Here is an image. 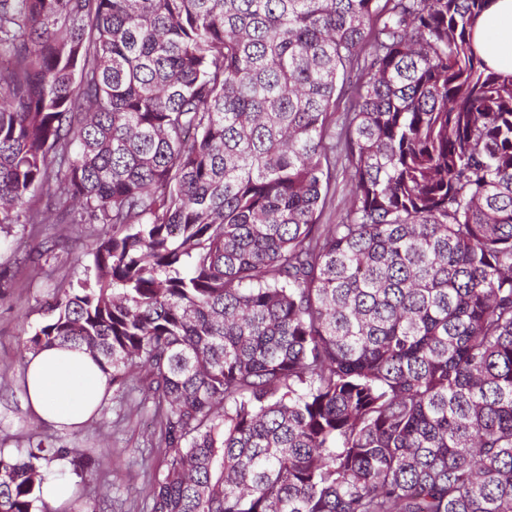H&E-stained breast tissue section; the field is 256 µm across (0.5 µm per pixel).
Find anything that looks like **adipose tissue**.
<instances>
[{
  "instance_id": "1",
  "label": "adipose tissue",
  "mask_w": 512,
  "mask_h": 512,
  "mask_svg": "<svg viewBox=\"0 0 512 512\" xmlns=\"http://www.w3.org/2000/svg\"><path fill=\"white\" fill-rule=\"evenodd\" d=\"M472 43L490 68L512 75V0H489L474 26ZM111 386V371L84 350L47 346L32 351L26 360V406L57 427L87 421Z\"/></svg>"
}]
</instances>
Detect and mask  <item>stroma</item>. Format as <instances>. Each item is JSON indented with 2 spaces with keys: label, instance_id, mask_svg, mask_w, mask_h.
<instances>
[{
  "label": "stroma",
  "instance_id": "35a3bbf8",
  "mask_svg": "<svg viewBox=\"0 0 512 512\" xmlns=\"http://www.w3.org/2000/svg\"><path fill=\"white\" fill-rule=\"evenodd\" d=\"M28 230L16 224L0 237V268H10L14 276L11 288L0 294V451L11 454L38 441L67 448L71 457L62 463L67 470L75 460L96 457V468L85 473L78 487L83 501L95 503L101 512H139L137 494L147 480L146 469L158 464L149 453L154 438L149 405L128 403L113 393L86 423L59 429L25 405L28 335L43 322V306L61 282L83 278L98 233L97 227L73 224L41 225L35 237ZM22 236L28 239V252L48 251L43 271L15 252L14 241Z\"/></svg>",
  "mask_w": 512,
  "mask_h": 512
}]
</instances>
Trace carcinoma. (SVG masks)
Segmentation results:
<instances>
[{"mask_svg": "<svg viewBox=\"0 0 512 512\" xmlns=\"http://www.w3.org/2000/svg\"><path fill=\"white\" fill-rule=\"evenodd\" d=\"M486 3L0 0V232L103 226L27 346L147 373V512H512ZM68 455L0 453V512H57L36 486Z\"/></svg>", "mask_w": 512, "mask_h": 512, "instance_id": "carcinoma-1", "label": "carcinoma"}]
</instances>
